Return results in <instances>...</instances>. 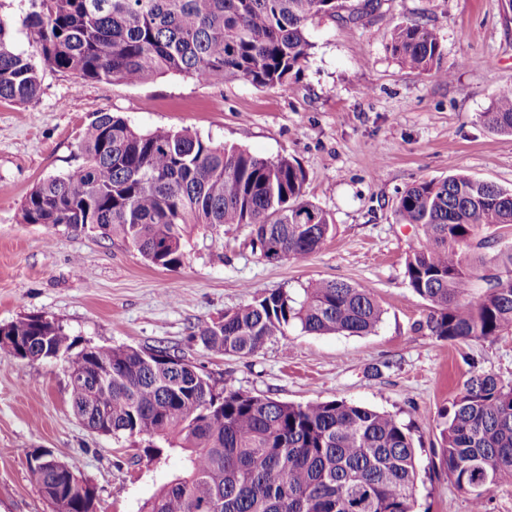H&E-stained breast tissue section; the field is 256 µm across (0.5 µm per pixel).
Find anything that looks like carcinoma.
Returning a JSON list of instances; mask_svg holds the SVG:
<instances>
[{
    "instance_id": "carcinoma-1",
    "label": "carcinoma",
    "mask_w": 512,
    "mask_h": 512,
    "mask_svg": "<svg viewBox=\"0 0 512 512\" xmlns=\"http://www.w3.org/2000/svg\"><path fill=\"white\" fill-rule=\"evenodd\" d=\"M23 18L33 54L12 50L0 18V99L26 103L39 93L33 59L83 79L140 84L167 73L204 83L245 80L283 88L301 69L308 25L336 12V0H31ZM389 49L399 62L448 80L437 34L398 24ZM512 135V90L482 113ZM82 161L37 184L25 224L92 225L122 239L157 267L185 259L189 224H251L261 255L316 253L333 229L305 198L295 160L217 146L190 129L141 133L100 112L80 144ZM400 222L424 242L405 262L409 290L428 303L425 325L437 340L494 342L512 330V244L490 229L512 226V189L455 174L421 181L400 196ZM382 309L369 288L314 280L296 298L264 293L193 339L248 357L290 328L309 334L368 335ZM74 339L55 319L0 326V357L63 359L73 415L91 430L133 440L145 457H178L179 468L140 512H413L418 472L413 439L393 415L343 399L295 404L218 384L165 347L108 345L71 355ZM440 463L472 512L485 493L512 479V386L495 375L470 377L438 414ZM54 512H93L95 488L73 481L65 463L35 475Z\"/></svg>"
}]
</instances>
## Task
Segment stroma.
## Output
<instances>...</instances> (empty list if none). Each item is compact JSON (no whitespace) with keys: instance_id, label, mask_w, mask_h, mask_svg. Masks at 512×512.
Returning a JSON list of instances; mask_svg holds the SVG:
<instances>
[{"instance_id":"obj_1","label":"stroma","mask_w":512,"mask_h":512,"mask_svg":"<svg viewBox=\"0 0 512 512\" xmlns=\"http://www.w3.org/2000/svg\"><path fill=\"white\" fill-rule=\"evenodd\" d=\"M362 5L345 0L309 25L310 56L285 89L203 84L180 73L130 85L45 66L34 100H0V325L45 315L79 350L168 346L245 392L391 413L410 426L417 448L414 512H471L439 463L437 415L473 374L512 385V333L493 342L430 336L427 306L405 280V259L422 239L395 210L413 184L457 173L512 189V136L480 118L498 88L512 84V20L500 0H379L365 16ZM405 22L438 34L450 80L392 56L390 32ZM101 112L143 133L188 128L216 145L297 160L305 195L329 214L332 233L305 260L269 261L254 248L251 225H191L184 264L168 270L89 227L22 223L33 187L77 164ZM317 279L372 289L383 309L376 332L292 329L242 358L191 338L197 325L264 292L298 295ZM34 449L95 487V512H138L179 466L148 464L132 441L76 419L66 362L0 359V512H52L30 470Z\"/></svg>"}]
</instances>
